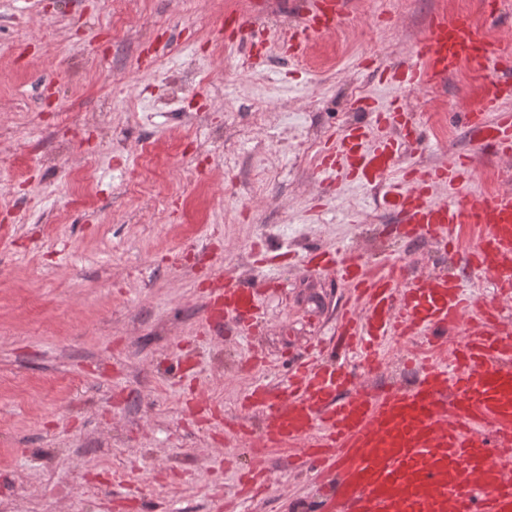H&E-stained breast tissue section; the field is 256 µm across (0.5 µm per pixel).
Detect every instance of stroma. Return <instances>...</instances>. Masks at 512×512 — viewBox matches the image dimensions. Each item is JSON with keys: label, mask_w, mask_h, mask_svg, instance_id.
Returning <instances> with one entry per match:
<instances>
[{"label": "stroma", "mask_w": 512, "mask_h": 512, "mask_svg": "<svg viewBox=\"0 0 512 512\" xmlns=\"http://www.w3.org/2000/svg\"><path fill=\"white\" fill-rule=\"evenodd\" d=\"M121 39L101 0H0V512H299L315 489L267 449L280 473L238 498L253 459L225 434L255 383L286 388L300 355L339 319L346 287L308 268L312 248L370 265L466 276L462 256L385 237L397 216L366 222L365 189L322 182L300 135L328 138L355 103L415 108L428 140L411 164L474 153L448 123L474 105L457 72L436 83L439 123L422 91L380 82L437 13L479 14L481 0H351L349 21L303 63L278 36L293 0H133ZM255 10L264 42L212 54L230 11ZM392 18L390 31L377 23ZM202 84L185 81L188 68ZM165 163L151 191L133 187L137 145ZM233 154L225 163V154ZM472 196L512 188V158L476 153ZM94 194L72 199L80 178ZM227 275L268 279L259 335L208 334L206 289ZM162 485L145 483L149 469Z\"/></svg>", "instance_id": "obj_1"}]
</instances>
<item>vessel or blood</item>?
I'll use <instances>...</instances> for the list:
<instances>
[{
    "mask_svg": "<svg viewBox=\"0 0 512 512\" xmlns=\"http://www.w3.org/2000/svg\"><path fill=\"white\" fill-rule=\"evenodd\" d=\"M349 6V0H302L298 25L281 37L288 55L303 56L313 42L336 34ZM464 62L480 79L489 69L512 67L468 18L437 15L407 58L379 78L420 88ZM360 109L363 121L337 133L319 173L327 181L384 180V198L399 215L385 230L407 241H430L453 253L459 227L478 228L466 264L471 274L489 279L494 298L479 300L469 283L450 276L415 275L401 284L392 263L372 274L351 256L319 260L318 269L336 273L350 290L335 349L291 366L287 390L254 385L241 409L258 418L264 446L300 442L293 468L325 478L324 498L312 512H512V313L504 309L512 300V193L468 198L473 155L425 170L411 165L391 180L422 128L401 105L386 108L365 99ZM452 119L476 152L512 155L511 82L496 83L477 108ZM440 187L447 189L446 199L436 198ZM267 287L225 276L205 304L204 327L253 334ZM462 319L465 340L450 357L414 358L410 384L358 385L345 361L358 353L376 366L394 339L431 342Z\"/></svg>",
    "mask_w": 512,
    "mask_h": 512,
    "instance_id": "1",
    "label": "vessel or blood"
}]
</instances>
